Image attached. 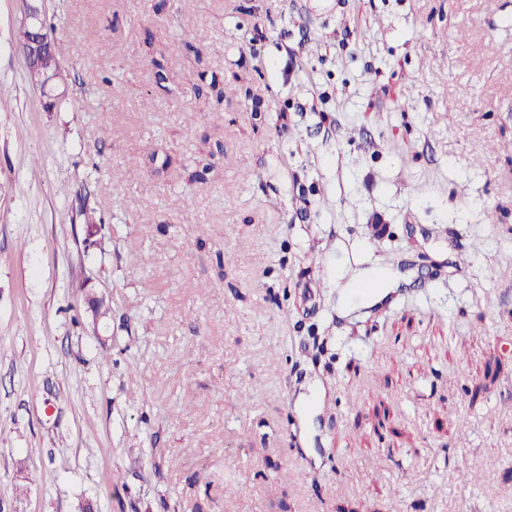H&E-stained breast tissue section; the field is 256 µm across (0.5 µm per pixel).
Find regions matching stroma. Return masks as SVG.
<instances>
[{
    "label": "stroma",
    "mask_w": 512,
    "mask_h": 512,
    "mask_svg": "<svg viewBox=\"0 0 512 512\" xmlns=\"http://www.w3.org/2000/svg\"><path fill=\"white\" fill-rule=\"evenodd\" d=\"M22 17L0 0V512H512V0H43L51 111ZM27 14H25L23 23L29 28L22 27L18 32V44H24L28 39L26 47L21 48L22 54L26 60L27 70L31 71L34 77H40L41 75L39 64L40 57L44 52L51 50L53 45V38L50 30L46 27L44 21L38 14V8L35 6L27 7ZM30 36V38H29ZM42 67L48 72H60L63 74V70L58 61V52L56 48H52L51 52L47 53L42 59ZM53 79H63V75L60 76H44L43 83H47Z\"/></svg>",
    "instance_id": "stroma-1"
}]
</instances>
